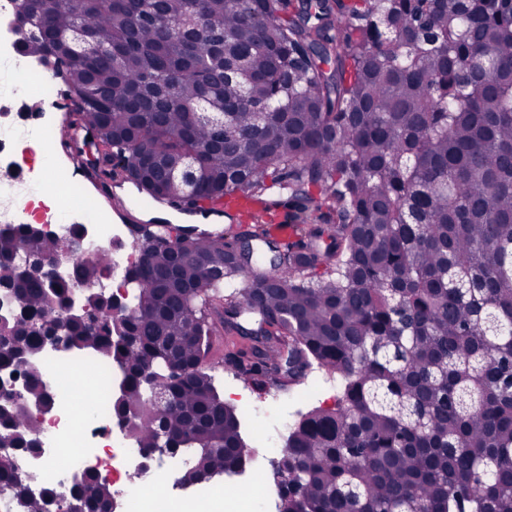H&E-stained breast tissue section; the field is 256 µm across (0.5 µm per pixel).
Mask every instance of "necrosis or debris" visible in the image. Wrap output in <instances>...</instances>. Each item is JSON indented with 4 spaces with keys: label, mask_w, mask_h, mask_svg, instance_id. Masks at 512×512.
Listing matches in <instances>:
<instances>
[{
    "label": "necrosis or debris",
    "mask_w": 512,
    "mask_h": 512,
    "mask_svg": "<svg viewBox=\"0 0 512 512\" xmlns=\"http://www.w3.org/2000/svg\"><path fill=\"white\" fill-rule=\"evenodd\" d=\"M12 16V0H0V172L22 192L13 207L0 211V224H34L60 237L83 225L85 256L111 249L112 266L99 286L117 291L136 259L122 246L129 227L109 223L82 202L67 208L58 205L50 188L52 171L46 165L55 152L46 112L58 101L56 80L40 74L33 60L16 51ZM33 365L52 396V408L39 416V446L20 466L33 490H53L58 512H67L70 488L88 472L111 486V512H276L278 502L258 463L248 471L240 495L234 494L233 482L221 480L188 492L178 489L187 458L146 453L113 414L112 398L121 373L111 362L89 351L62 354L45 345ZM279 407V400L273 399L241 408L251 415L255 439L266 458L281 451L278 440L267 433Z\"/></svg>",
    "instance_id": "necrosis-or-debris-1"
}]
</instances>
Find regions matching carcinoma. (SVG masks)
Returning a JSON list of instances; mask_svg holds the SVG:
<instances>
[{"instance_id":"obj_1","label":"carcinoma","mask_w":512,"mask_h":512,"mask_svg":"<svg viewBox=\"0 0 512 512\" xmlns=\"http://www.w3.org/2000/svg\"><path fill=\"white\" fill-rule=\"evenodd\" d=\"M66 61L78 121L125 150L138 191L210 214L245 197L261 214L219 230L135 224L129 317L77 323L69 347L120 367L112 408L143 448L169 441L182 479L242 470L238 412L205 365L213 337L244 341L233 369L258 385H340L292 425L280 455L285 512H512V0H34ZM192 182L182 178L185 170ZM286 209L295 240L272 237ZM264 243L274 271H257ZM27 224L0 228V281L21 308L0 325V368L44 344L70 281L17 265L63 252ZM91 309L110 298L94 288ZM133 336L127 346L122 337ZM165 390L159 410L141 381ZM24 400L0 448L32 450ZM0 491L42 512L50 491ZM106 512L88 477L70 501Z\"/></svg>"}]
</instances>
